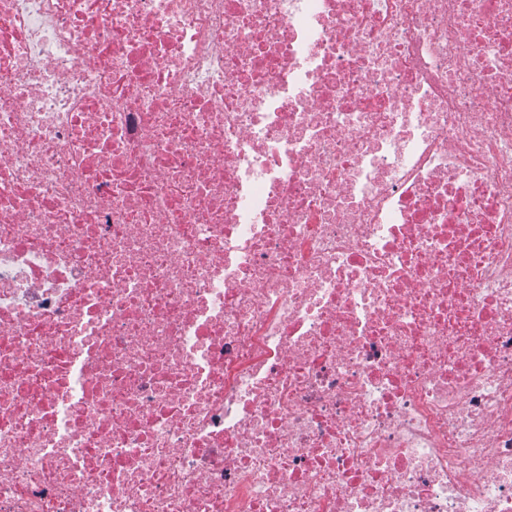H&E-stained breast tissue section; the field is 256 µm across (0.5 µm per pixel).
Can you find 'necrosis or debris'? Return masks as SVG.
<instances>
[{"instance_id":"necrosis-or-debris-1","label":"necrosis or debris","mask_w":512,"mask_h":512,"mask_svg":"<svg viewBox=\"0 0 512 512\" xmlns=\"http://www.w3.org/2000/svg\"><path fill=\"white\" fill-rule=\"evenodd\" d=\"M0 512H512V0H0Z\"/></svg>"}]
</instances>
